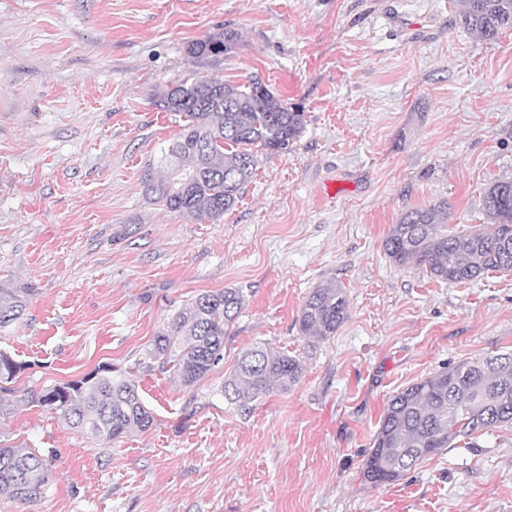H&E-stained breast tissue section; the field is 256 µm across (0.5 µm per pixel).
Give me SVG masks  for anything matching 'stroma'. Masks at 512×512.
Segmentation results:
<instances>
[{"instance_id": "stroma-1", "label": "stroma", "mask_w": 512, "mask_h": 512, "mask_svg": "<svg viewBox=\"0 0 512 512\" xmlns=\"http://www.w3.org/2000/svg\"><path fill=\"white\" fill-rule=\"evenodd\" d=\"M227 29L223 60L188 55ZM192 73L260 78L305 114L215 223L143 189L185 123L158 95ZM506 177L512 29L482 39L451 0H0V288L28 291L0 350L20 392L121 369L155 419L103 444L17 403L0 440L45 454L49 483L33 503L1 492L0 512H512V425L391 484L362 471L393 395L512 350V271L447 283L393 265L383 241L440 202L449 233L480 229ZM330 281L349 316L313 343L297 317ZM224 288L244 295L224 359L181 385L147 353ZM257 344L304 372L244 416L222 386Z\"/></svg>"}]
</instances>
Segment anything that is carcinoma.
Segmentation results:
<instances>
[{"instance_id": "1", "label": "carcinoma", "mask_w": 512, "mask_h": 512, "mask_svg": "<svg viewBox=\"0 0 512 512\" xmlns=\"http://www.w3.org/2000/svg\"><path fill=\"white\" fill-rule=\"evenodd\" d=\"M453 2L461 23L486 40L512 28V0ZM237 40L238 33L229 29L190 43L187 52L197 60L215 62L231 52ZM159 105L184 114L187 124L169 147L166 175L147 179L146 191L168 210L201 222L218 221L237 205L257 165L253 149L285 153L304 128L301 107L288 105L254 80L232 84L191 77L162 90ZM483 208L487 224L468 235L448 233L440 205L413 208L392 225L383 243L385 254L396 266H422L450 283L512 270L511 178L489 184ZM27 292L0 288V329L24 314ZM243 301L238 288L199 295L175 316L169 333L156 337L151 356L175 355V377L185 386L196 383L224 360V336ZM347 317L343 289L322 284L301 307L299 331L325 338ZM21 369L0 351L1 393H16L11 383ZM302 373L300 357L257 346L224 378V399L246 410L274 384L290 389ZM20 400L53 411L102 443L133 430L145 432L154 421L136 385L110 367L38 392L28 390ZM502 424H512V352L445 368L388 402L363 466L364 478L375 486L393 483L425 458ZM48 482V467L34 450L0 446L1 491L33 503Z\"/></svg>"}]
</instances>
